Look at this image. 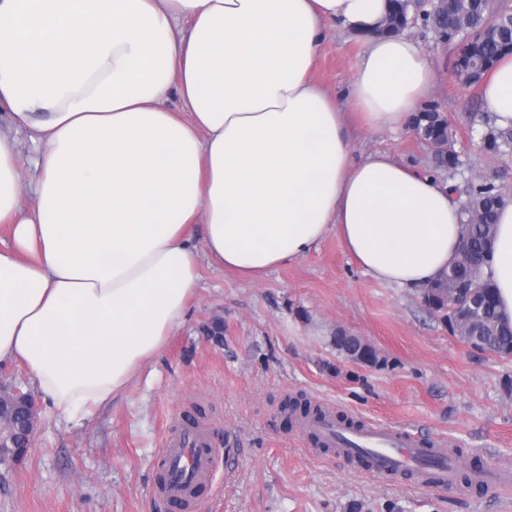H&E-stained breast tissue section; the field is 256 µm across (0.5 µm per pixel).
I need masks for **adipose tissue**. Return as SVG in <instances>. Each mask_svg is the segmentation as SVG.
<instances>
[{
	"label": "adipose tissue",
	"mask_w": 512,
	"mask_h": 512,
	"mask_svg": "<svg viewBox=\"0 0 512 512\" xmlns=\"http://www.w3.org/2000/svg\"><path fill=\"white\" fill-rule=\"evenodd\" d=\"M387 9L0 0V362L22 363L62 420L110 402L163 350L201 258L257 281L333 232L366 274L414 291L455 261L447 186L385 152L356 156L345 112L313 79L328 27L365 35L348 86L361 124L407 129L435 74L412 39L374 35ZM483 97L512 124V55ZM23 129L38 150L27 186ZM486 272L512 322V202Z\"/></svg>",
	"instance_id": "adipose-tissue-1"
}]
</instances>
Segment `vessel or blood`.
Instances as JSON below:
<instances>
[{
    "mask_svg": "<svg viewBox=\"0 0 512 512\" xmlns=\"http://www.w3.org/2000/svg\"><path fill=\"white\" fill-rule=\"evenodd\" d=\"M301 431L344 457L360 450L368 452V470L379 476L408 471L423 488L457 481L458 468L449 459L444 442L427 440L405 429L368 425L351 430L340 422L323 418L306 422ZM214 459L205 430L197 427L167 437L160 453L161 465L176 463L192 484L200 488L212 480Z\"/></svg>",
    "mask_w": 512,
    "mask_h": 512,
    "instance_id": "b4317fda",
    "label": "vessel or blood"
}]
</instances>
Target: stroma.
Returning <instances> with one entry per match:
<instances>
[{
	"label": "stroma",
	"instance_id": "stroma-1",
	"mask_svg": "<svg viewBox=\"0 0 512 512\" xmlns=\"http://www.w3.org/2000/svg\"><path fill=\"white\" fill-rule=\"evenodd\" d=\"M410 36L436 73L430 101L463 162L455 184L474 171L501 175L471 134L488 106L479 87L456 80V46L418 25ZM362 48L340 27L320 47L315 78L346 112ZM349 125L357 155L383 151L430 171L429 151L410 132ZM200 273L183 326L109 404L76 425L39 402L28 452L0 462V512H172L153 492L160 448L168 427L195 423L208 433L215 471L194 512H512V483L481 492L381 480L316 449L279 411L284 396L300 395L364 424L446 440L465 466L512 472V358L470 347L419 292L365 274L333 233L258 282L206 260ZM341 332L369 343L378 364L336 351L331 338Z\"/></svg>",
	"mask_w": 512,
	"mask_h": 512
}]
</instances>
